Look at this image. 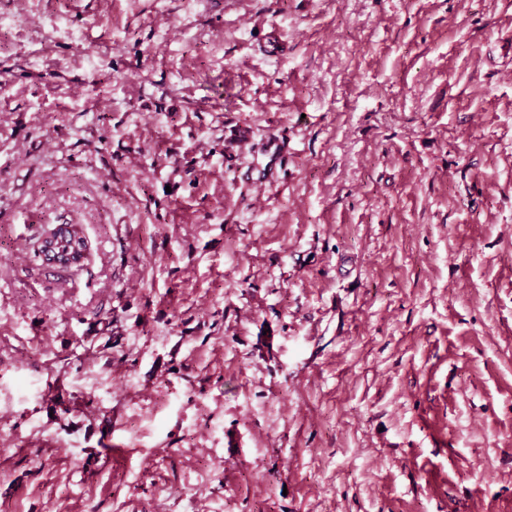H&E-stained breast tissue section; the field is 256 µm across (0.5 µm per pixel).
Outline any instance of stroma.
<instances>
[{
    "label": "stroma",
    "instance_id": "1",
    "mask_svg": "<svg viewBox=\"0 0 512 512\" xmlns=\"http://www.w3.org/2000/svg\"><path fill=\"white\" fill-rule=\"evenodd\" d=\"M510 506L512 0H0V512ZM60 227L63 229H67L72 233L71 245L68 248V250L62 254H57L56 252L52 253L50 252L52 246L45 243V241L52 239L51 234ZM74 230L76 231V234L74 233ZM41 250H44L45 253L49 252L52 258L50 262L47 261L49 264L58 267L72 268L83 266V263L88 256L89 245L87 239L84 237V235L81 233L77 226H72V224H59L56 226L54 230H51L46 236H44L39 242L37 251L39 256H42V258L45 260V256L41 252ZM53 255L54 257H52Z\"/></svg>",
    "mask_w": 512,
    "mask_h": 512
}]
</instances>
